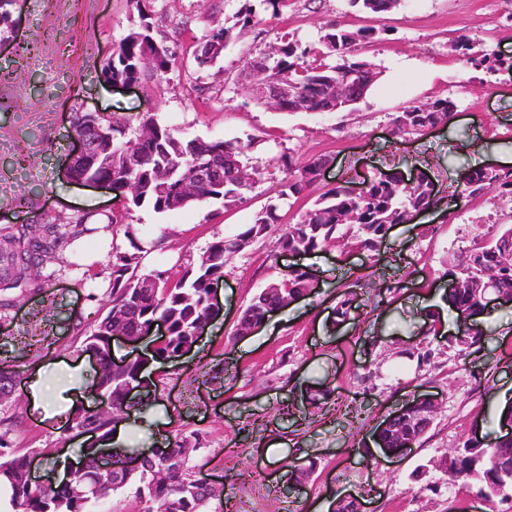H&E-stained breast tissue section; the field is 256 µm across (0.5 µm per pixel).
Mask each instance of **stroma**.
Here are the masks:
<instances>
[{
  "label": "stroma",
  "instance_id": "35a3bbf8",
  "mask_svg": "<svg viewBox=\"0 0 512 512\" xmlns=\"http://www.w3.org/2000/svg\"><path fill=\"white\" fill-rule=\"evenodd\" d=\"M241 0H152L153 21L178 47L180 64L160 77L117 87L103 81V60L137 13L128 0H18L13 28L0 39V224H32L91 214L106 221L123 205V191L78 185L64 175L76 144L70 114L97 111L138 126L143 113L184 137L236 141L254 137V165L262 182L244 204L193 206L165 214L135 208L114 226L117 246L133 227L138 242H154L142 270L178 275L216 239L253 223L277 200L282 154L296 165L319 156L331 164L278 210L292 224L325 191L395 170L426 169L442 204L413 223L393 225L387 264L334 244L308 254L274 251L271 238L231 257L217 289L221 312L191 352L152 375V404L136 415L125 446L148 451L158 442L198 437L189 455L196 476L222 489L210 512H331L338 497L356 494L363 512H488L475 480L449 482L439 463L472 436L495 443L501 415L512 405V303L492 308L479 325L482 347L459 355L456 311L437 308L448 268L470 246L464 225L480 221L486 234L512 224V202L483 192L457 201L450 193L474 167L512 169V72L491 74L467 64L489 50L512 58V0H402L374 17L349 0H290L281 14L261 12V24L242 30L217 64L198 67L196 42L215 25H232ZM372 27L361 50L381 72L356 109L327 114L280 112L254 101L244 65L283 34L317 43L329 25ZM450 99L454 115L437 130L397 137L392 113L413 103ZM301 266L317 288L282 308L249 335L236 319L253 297L290 268ZM40 291L19 295L0 311V360L18 365L11 402L0 406V438L12 456L33 458L48 475L61 455L80 457L86 436L46 418L32 405L35 375L53 378L80 363L76 405L95 407L90 384L98 365L83 333L105 315L112 257L94 267L75 263L67 248L39 266ZM402 286L385 291L387 282ZM351 294L347 322L336 303ZM438 310L441 338L424 339L425 321ZM328 389L308 403L307 386ZM429 394L440 410L420 446L398 462L371 444L376 428L408 398ZM313 464L302 486L291 485L286 462Z\"/></svg>",
  "mask_w": 512,
  "mask_h": 512
}]
</instances>
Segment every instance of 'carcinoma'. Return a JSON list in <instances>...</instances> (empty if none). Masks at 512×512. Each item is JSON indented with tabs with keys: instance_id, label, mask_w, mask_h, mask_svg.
Returning a JSON list of instances; mask_svg holds the SVG:
<instances>
[{
	"instance_id": "1",
	"label": "carcinoma",
	"mask_w": 512,
	"mask_h": 512,
	"mask_svg": "<svg viewBox=\"0 0 512 512\" xmlns=\"http://www.w3.org/2000/svg\"><path fill=\"white\" fill-rule=\"evenodd\" d=\"M130 4L139 22L113 49L112 66L101 68V75L108 83H140L173 69L177 63L176 55L167 53L166 38L158 34L151 22L147 0H130ZM373 36L372 27L348 31L333 25L318 44L304 47L286 34L271 50L249 59L246 70L258 67L267 70L269 78L288 80L300 96L310 100V109H323L336 105L334 81L338 73L364 66V60L358 58L359 46ZM232 40V28H210L199 38L198 63L220 59L222 50ZM466 62L489 73L512 70V61L495 53L469 56ZM453 108L454 103L449 100L411 103L393 114L394 133L405 137L421 135L424 128L449 119ZM102 124L109 133V139L97 145L103 171L112 174L116 182L130 180L136 185V193L128 198L123 210L110 216L114 225L123 223L131 208L144 205L157 213L206 203H219L225 208L235 206L246 199L247 193L265 175L247 157L253 145L251 137L245 142L184 138L160 124L151 112L142 115L139 128L132 132L112 120L104 119ZM200 159L212 164L215 181L198 186L189 199L185 182ZM323 162L322 157L314 158L296 171L291 156L281 157L284 177L280 180V204L288 203L316 180L317 169ZM491 186L496 196L512 201V171L486 167L469 170L468 178L454 187L452 194L464 198ZM435 188L424 171L411 186H400L395 178H374L356 196L347 183L335 186L324 192L298 222L281 230L274 248L306 253L337 242L347 248L356 246L377 259L392 225L402 223L408 213L438 202ZM277 210L278 206L271 204L237 234L212 242L199 260L176 278L164 272L140 273L145 250L136 243L132 244V250L112 256L113 282L105 300L106 314L84 333L83 340L85 348L94 350L99 357L101 370L93 386L103 401L116 400L128 386L137 385L146 376L151 362L176 359L183 347L196 343L200 333L220 315L209 303L211 282L224 278V266L231 255L269 235L272 225L279 223ZM472 232L480 242L460 252L448 268V278L455 287L446 295L448 307L457 312V345L463 354L482 340L479 327L462 315L482 312L481 297L486 285L491 283L501 294L512 296V272L503 274L494 261L497 253L512 257V224L490 239L478 225L472 226ZM62 240L57 223L44 224L40 229L27 224L0 226L1 309L13 306L16 301L5 296V292L18 289L23 293L31 288H43L38 279L31 277V268L55 259ZM312 288V276L294 268L257 294L240 316V322L249 327L257 324L269 310L285 306L289 298L305 295ZM158 319L167 323L169 336L155 344L153 354L146 360L141 356L129 357L123 364L114 365L113 333L140 336ZM16 377L13 366L0 362V403L14 396ZM120 419V415L112 416L109 407L90 416L77 412L68 423L73 427L94 423L105 440L112 432V424ZM425 434L423 429L411 428L389 446L414 448ZM4 448L6 444L0 442V482L10 485L17 512H93L101 499L129 489L134 490L135 497L143 504L141 512H208L211 501L221 496L219 492L202 490L195 482L179 444L161 458L143 461L137 469L127 467L128 456L124 454L113 461L112 469L103 471L88 452L71 482L50 489L27 479V457L6 459ZM504 448H512L511 438L505 437L493 446L469 438L448 458V464L459 476L478 480L477 495L490 512H499L495 508L497 500H512V494L506 493V488L512 487V457L503 458Z\"/></svg>"
}]
</instances>
